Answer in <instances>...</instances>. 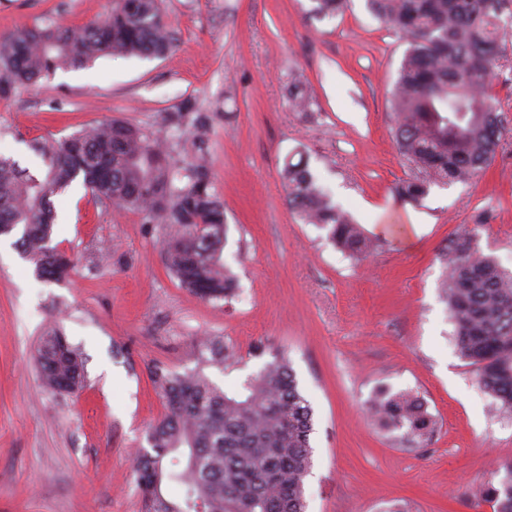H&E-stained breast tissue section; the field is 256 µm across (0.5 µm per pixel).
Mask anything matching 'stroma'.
Instances as JSON below:
<instances>
[{
  "instance_id": "obj_1",
  "label": "stroma",
  "mask_w": 512,
  "mask_h": 512,
  "mask_svg": "<svg viewBox=\"0 0 512 512\" xmlns=\"http://www.w3.org/2000/svg\"><path fill=\"white\" fill-rule=\"evenodd\" d=\"M110 6L0 0V36L80 26ZM311 6L165 0L176 38L166 57H103L0 100V153L33 171L32 141L103 120L166 138L183 163L203 152L237 282L228 301L190 294L165 266L162 225L80 186L54 199L52 241L78 259L69 277H39L12 239L0 240V512H145L133 456L164 412L152 370H200L231 390L283 349L314 411L306 512H491L476 501L497 462L512 458V415L456 350L439 254L471 226L481 251L512 270V130L473 181L400 200L393 188L413 170L393 144L389 100L407 44L367 0L323 20ZM295 78L315 91L310 113L288 101ZM187 102L185 123L206 128L197 148L168 121ZM302 156L375 241L366 259L346 257L289 210L279 172ZM50 327L86 360L77 393L41 386L34 355ZM206 337L232 344L234 364H212ZM384 387L426 402L429 440L406 442L368 416Z\"/></svg>"
}]
</instances>
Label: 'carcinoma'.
<instances>
[{"label":"carcinoma","instance_id":"obj_1","mask_svg":"<svg viewBox=\"0 0 512 512\" xmlns=\"http://www.w3.org/2000/svg\"><path fill=\"white\" fill-rule=\"evenodd\" d=\"M309 13L332 18L347 0H311ZM512 0H367L371 13L408 44L391 93L393 138L418 175L398 183L402 200L417 202L433 184L466 183L484 172L502 147L508 118L492 93L493 75L512 57L504 52ZM173 35L162 0H112L101 21L80 27L53 22L20 28L0 42V99H8L59 69L87 66L107 56L163 57ZM288 100L311 111L312 87L294 81ZM44 168L33 174L0 154V236L44 278L59 280L76 267L52 244L53 198L80 183L99 200L139 211L165 226L161 252L181 285L206 301L234 295L235 278L222 254L227 238L224 204L211 190L204 160L173 161L167 141L119 120L100 122L69 138L35 142ZM280 178L288 208L305 224L326 230L327 240L350 257L372 247L361 227L328 191L308 163L285 162ZM441 296L460 357L485 392L512 415V271L484 254L473 235L457 233L443 251ZM212 362H234L229 347L200 342ZM42 385L62 394L84 386L85 362L56 329L35 355ZM152 382L165 412L150 427L148 447L135 458L136 482L148 512H305V480L313 464V409L299 388L288 352L226 391L199 371L156 369ZM368 409L387 432L422 442L435 422L425 402L387 388ZM498 482L480 502L512 512V458L499 462ZM173 487L172 497L166 488Z\"/></svg>","mask_w":512,"mask_h":512}]
</instances>
